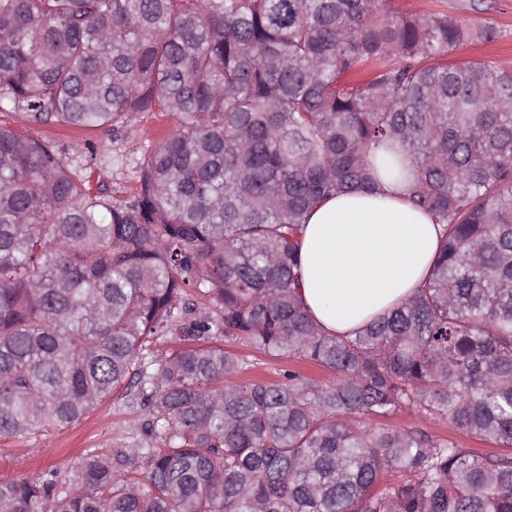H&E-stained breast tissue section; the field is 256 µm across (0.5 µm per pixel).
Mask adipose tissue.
<instances>
[{
	"label": "adipose tissue",
	"instance_id": "1",
	"mask_svg": "<svg viewBox=\"0 0 512 512\" xmlns=\"http://www.w3.org/2000/svg\"><path fill=\"white\" fill-rule=\"evenodd\" d=\"M413 182L380 178L370 192L340 193L310 213L301 237L300 295L321 330L347 335L415 295L443 227L413 203Z\"/></svg>",
	"mask_w": 512,
	"mask_h": 512
}]
</instances>
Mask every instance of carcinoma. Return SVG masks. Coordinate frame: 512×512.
I'll use <instances>...</instances> for the list:
<instances>
[{"instance_id":"1","label":"carcinoma","mask_w":512,"mask_h":512,"mask_svg":"<svg viewBox=\"0 0 512 512\" xmlns=\"http://www.w3.org/2000/svg\"><path fill=\"white\" fill-rule=\"evenodd\" d=\"M391 2L0 0V110L176 119L123 201L0 124V438L144 410L133 447L0 482V512H512L511 452L384 423L512 447V72L448 62L492 25ZM382 170L445 233L413 297L330 336L301 232ZM227 337L332 380L234 382ZM384 422L396 428L417 426L437 437H451L465 448H472L474 451L483 454L503 452L505 450L512 451V448H504L494 442L471 438L460 433L448 420H430L414 413L412 410L401 409L384 419Z\"/></svg>"}]
</instances>
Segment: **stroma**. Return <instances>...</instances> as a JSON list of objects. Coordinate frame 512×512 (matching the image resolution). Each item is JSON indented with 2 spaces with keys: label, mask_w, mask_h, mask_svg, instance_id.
Masks as SVG:
<instances>
[{
  "label": "stroma",
  "mask_w": 512,
  "mask_h": 512,
  "mask_svg": "<svg viewBox=\"0 0 512 512\" xmlns=\"http://www.w3.org/2000/svg\"><path fill=\"white\" fill-rule=\"evenodd\" d=\"M393 6L399 11L443 13L464 23L490 22L498 32L496 39L464 44L450 58L455 62L485 60L512 70V0H394ZM173 126V118L166 113L140 112L109 129L74 130L53 124L30 128L34 136L55 141L65 161L88 180L91 190H105L113 200L121 201L137 191V169L144 153ZM223 345L242 359L239 378L243 381L278 378L290 365L289 360L266 355L242 341L227 339ZM141 417L138 408L115 395L79 423L26 438H0V482L31 477L48 468L70 471L89 449L104 453L129 447ZM387 422L397 428L417 426L483 454L499 450L494 442L460 433L449 421L430 420L407 409L389 416Z\"/></svg>",
  "instance_id": "35a3bbf8"
}]
</instances>
